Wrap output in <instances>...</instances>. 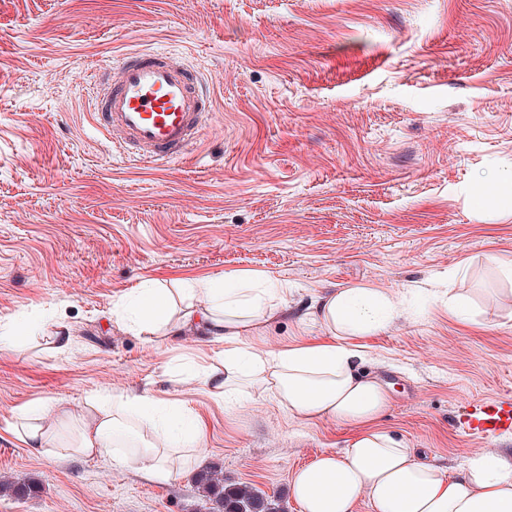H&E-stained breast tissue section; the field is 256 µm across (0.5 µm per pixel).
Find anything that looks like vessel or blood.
Here are the masks:
<instances>
[{"instance_id": "1", "label": "vessel or blood", "mask_w": 512, "mask_h": 512, "mask_svg": "<svg viewBox=\"0 0 512 512\" xmlns=\"http://www.w3.org/2000/svg\"><path fill=\"white\" fill-rule=\"evenodd\" d=\"M90 109L117 151L133 147L139 161L169 163L183 157L213 104L183 64L155 51L135 50L97 73ZM455 420L478 440L512 434V397L466 401Z\"/></svg>"}]
</instances>
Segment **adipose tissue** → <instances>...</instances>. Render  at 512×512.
I'll return each mask as SVG.
<instances>
[{
    "label": "adipose tissue",
    "instance_id": "adipose-tissue-1",
    "mask_svg": "<svg viewBox=\"0 0 512 512\" xmlns=\"http://www.w3.org/2000/svg\"><path fill=\"white\" fill-rule=\"evenodd\" d=\"M284 284L254 272L186 282L180 302L169 289L148 285L117 313L138 333L175 336L195 325L224 343L218 363L203 367L207 393L223 402L245 391L272 394L288 412L309 421L331 418L358 425L341 454H325L293 476L291 493L301 512H355L366 496L374 512H512V465L494 452L467 458L447 474L433 459L405 447L376 422L388 395L360 375L364 354L356 339L383 332L399 310L385 291L352 286L328 291L308 306L305 318L321 324L331 340L285 351H261L245 343L286 312ZM51 406L29 405L14 418L12 434L27 447L52 453L59 421ZM150 421L148 433L138 423ZM70 455L110 456L151 478H176L197 462L204 433L183 407L147 394L107 395L90 401Z\"/></svg>",
    "mask_w": 512,
    "mask_h": 512
}]
</instances>
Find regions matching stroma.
Wrapping results in <instances>:
<instances>
[{"mask_svg":"<svg viewBox=\"0 0 512 512\" xmlns=\"http://www.w3.org/2000/svg\"><path fill=\"white\" fill-rule=\"evenodd\" d=\"M145 48L214 103L168 167L114 154L89 111L93 73ZM510 174L512 0H0V321L35 328L0 343V477L33 486L0 493V512H206L194 471L162 482L9 430L26 404L77 415L125 392L191 411L202 465L301 512L294 473L354 427L256 393L214 401L190 371L223 343L115 317L144 284L243 270L288 288L287 313L248 339L266 351L325 340L299 316L324 291L402 298L360 339L359 369L389 394L381 428L455 473L460 399L512 394V212L477 203L512 194Z\"/></svg>","mask_w":512,"mask_h":512,"instance_id":"obj_1","label":"stroma"}]
</instances>
